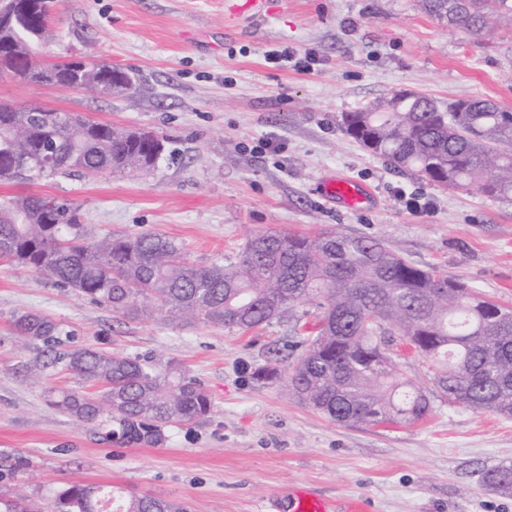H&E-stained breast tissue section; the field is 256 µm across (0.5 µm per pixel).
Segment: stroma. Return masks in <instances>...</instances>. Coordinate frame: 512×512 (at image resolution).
<instances>
[{
  "mask_svg": "<svg viewBox=\"0 0 512 512\" xmlns=\"http://www.w3.org/2000/svg\"><path fill=\"white\" fill-rule=\"evenodd\" d=\"M234 2L57 0L47 59L111 61L135 77L136 92L105 97L2 75L0 101L151 131L178 156L135 176L0 183V200L26 191L67 199L95 235L162 233L199 265L234 255L261 232L335 227L379 238L512 308V201L398 172L340 126L343 113L403 89L445 103L488 98L512 112V21L467 38L422 0H268L261 19L229 22ZM274 47L313 53L315 62L307 72L277 67L264 59ZM264 137L278 151L259 148ZM341 177L368 189L362 207L324 197V183ZM400 188L423 194L430 209L407 210ZM25 310L59 323L53 346L14 331ZM320 313L305 302L248 333L202 319L175 325L156 307L121 320L0 261V495L54 512L68 485H112L185 502L191 512H278L302 484L330 500H365L369 512H512V496L482 481L512 461V417L448 404L430 362L399 342L390 353L431 401L411 426H340L283 383L252 379L272 357L291 372L296 344ZM79 347L176 363L206 388L212 410L168 426L159 446L107 444L97 424L49 402V390H84L72 372L47 364L50 351Z\"/></svg>",
  "mask_w": 512,
  "mask_h": 512,
  "instance_id": "1",
  "label": "stroma"
}]
</instances>
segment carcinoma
Segmentation results:
<instances>
[{"label": "carcinoma", "instance_id": "carcinoma-1", "mask_svg": "<svg viewBox=\"0 0 512 512\" xmlns=\"http://www.w3.org/2000/svg\"><path fill=\"white\" fill-rule=\"evenodd\" d=\"M432 14L466 36L478 37L512 17V0H425ZM54 0L34 11L17 2L16 17L0 24L15 51L0 56V72L31 84L49 70L56 83L82 88L106 63L39 59L53 37ZM462 106L465 111H457ZM344 132L399 172L441 186H474L486 197L512 199V112L488 99L468 98L433 112L391 96L341 116ZM164 140L127 136L108 122L70 112L0 104V181L34 184L57 174L95 177L156 167ZM0 259L30 268L137 319L156 304L169 320L197 318L250 332L290 315L312 299L323 309L316 334L288 375L270 359L251 373L257 381L285 380L288 392L329 421L346 425L410 426L430 411L428 396L380 345L384 324L411 351L435 366L434 385L448 402L473 412L512 416V312L481 299L464 282L423 268L382 241L326 229L313 236L258 233L235 260L198 266L175 241L156 233L91 237L65 199L33 193L0 202ZM14 329L32 341L60 332L36 311H22ZM66 366L95 393L52 391L64 414L104 429L102 440L154 445L165 428L206 417L205 389L178 365L80 348ZM489 488L512 495V462L485 471ZM0 512H35L22 496L0 498ZM55 512H190L178 500L128 494L115 486L72 484L55 498Z\"/></svg>", "mask_w": 512, "mask_h": 512}]
</instances>
